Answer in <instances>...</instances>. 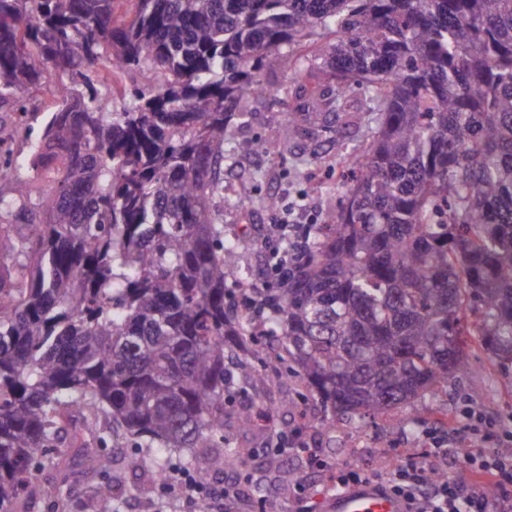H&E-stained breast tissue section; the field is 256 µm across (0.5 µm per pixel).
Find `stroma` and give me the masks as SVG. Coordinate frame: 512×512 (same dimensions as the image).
Masks as SVG:
<instances>
[{"mask_svg":"<svg viewBox=\"0 0 512 512\" xmlns=\"http://www.w3.org/2000/svg\"><path fill=\"white\" fill-rule=\"evenodd\" d=\"M263 78L273 92L252 104L237 134L257 138L276 129L281 150L236 156L233 165L224 170V181L247 184L249 194L243 199H225L216 207L227 236L244 233L251 238L253 245L242 250L238 265L260 288L268 285L263 274L264 257L280 245L275 224L327 223L345 190L340 162L348 154L362 152L378 120L377 113L367 109V89L357 87L347 95V112L327 111L314 136H295L293 127L304 98L294 90L285 96L277 94V87L287 81L281 70L264 71ZM45 96L42 90L27 93V121L15 126L10 139L14 158L27 157L29 131H42ZM272 197L278 200L273 210L267 205ZM465 355L472 366L466 376L449 379L445 388L414 403L352 421L334 418L332 409L324 407L298 378L282 375L262 384L240 381L226 400L224 435L250 451L241 465L260 477L259 484L249 489L251 496H266L276 512L296 510L292 483L299 459L276 448L272 438L276 432L289 438L301 436L320 460L319 465L303 466L314 512H324L328 499L322 490L327 468L352 463L370 470L392 469L391 459L398 449L422 452L424 427L445 419L459 420L464 404L480 407L493 420L486 445L496 447L499 428L512 426V367L501 368L474 341L469 342ZM245 412L258 417L247 428L239 423ZM103 452L111 459L108 474L117 484L113 512H155L163 499L170 512H182L181 496L173 493L161 497L158 487L144 486L142 478L128 470L127 459L137 453L148 456V449L137 451L127 444L109 443ZM101 482V477L84 475L70 440H63L52 458L39 462L34 470L35 491L24 499L25 512H87V504Z\"/></svg>","mask_w":512,"mask_h":512,"instance_id":"1","label":"stroma"}]
</instances>
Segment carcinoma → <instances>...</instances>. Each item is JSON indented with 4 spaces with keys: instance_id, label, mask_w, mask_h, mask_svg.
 I'll return each mask as SVG.
<instances>
[{
    "instance_id": "1",
    "label": "carcinoma",
    "mask_w": 512,
    "mask_h": 512,
    "mask_svg": "<svg viewBox=\"0 0 512 512\" xmlns=\"http://www.w3.org/2000/svg\"><path fill=\"white\" fill-rule=\"evenodd\" d=\"M271 67L336 83L302 131L355 84L380 118L331 223L291 227L263 292L214 211L224 163L278 144L229 123ZM126 71L147 87L105 110ZM27 85L49 87L27 165L53 186L0 164V512L63 430L78 441L77 411L154 449L129 460L152 482L183 451L229 464L224 395L265 381V356L350 417L470 372L469 336L512 364V0H0V110L25 118Z\"/></svg>"
}]
</instances>
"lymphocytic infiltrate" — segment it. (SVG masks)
<instances>
[{"mask_svg": "<svg viewBox=\"0 0 512 512\" xmlns=\"http://www.w3.org/2000/svg\"><path fill=\"white\" fill-rule=\"evenodd\" d=\"M458 432L469 447L463 456L466 478L444 477L455 448L448 435L438 428L425 432L427 451L404 458L389 472H372L354 465L337 469L325 485L326 492L343 493L369 486L405 499L411 512H512V454L486 447L488 426L482 414L467 407ZM173 483L185 487L188 498L199 497L216 504L219 512H270L265 498L244 494L236 474L209 484L184 473H174Z\"/></svg>", "mask_w": 512, "mask_h": 512, "instance_id": "obj_1", "label": "lymphocytic infiltrate"}]
</instances>
